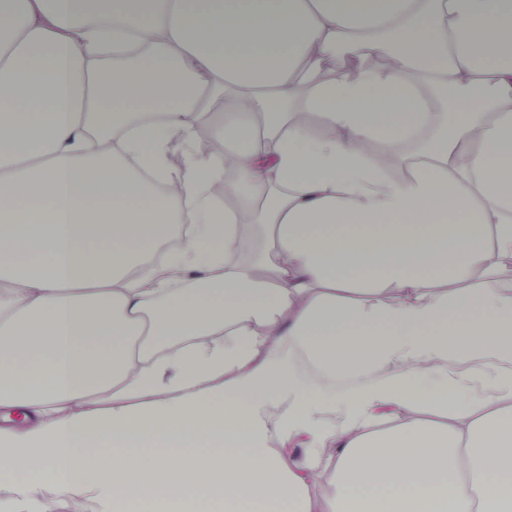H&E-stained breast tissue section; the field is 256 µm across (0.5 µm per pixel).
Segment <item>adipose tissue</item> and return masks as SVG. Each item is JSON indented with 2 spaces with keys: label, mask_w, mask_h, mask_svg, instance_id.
<instances>
[{
  "label": "adipose tissue",
  "mask_w": 512,
  "mask_h": 512,
  "mask_svg": "<svg viewBox=\"0 0 512 512\" xmlns=\"http://www.w3.org/2000/svg\"><path fill=\"white\" fill-rule=\"evenodd\" d=\"M511 264L512 0H0L1 466L512 512Z\"/></svg>",
  "instance_id": "adipose-tissue-1"
}]
</instances>
